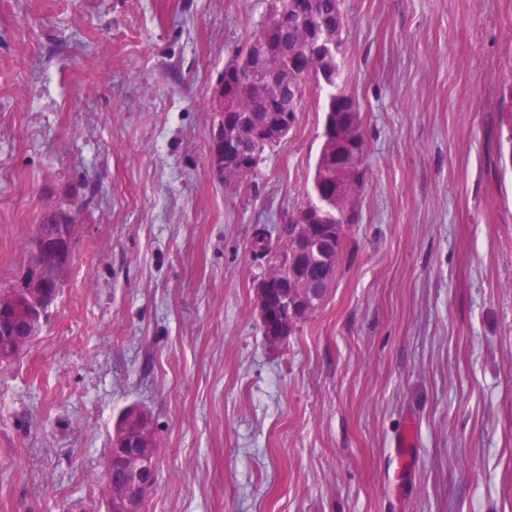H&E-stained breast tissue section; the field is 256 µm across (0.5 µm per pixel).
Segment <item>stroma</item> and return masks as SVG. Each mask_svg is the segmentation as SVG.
<instances>
[{"label":"stroma","mask_w":512,"mask_h":512,"mask_svg":"<svg viewBox=\"0 0 512 512\" xmlns=\"http://www.w3.org/2000/svg\"><path fill=\"white\" fill-rule=\"evenodd\" d=\"M268 8L0 0V288L44 209L80 211L40 336L0 367V512H104L132 405L146 512H512V0H344L361 221L276 343L251 241L305 199L323 99L248 186L209 166L211 88ZM497 151L502 166H506L507 162H510L512 166V98L510 104L507 105L506 112L501 113Z\"/></svg>","instance_id":"stroma-1"}]
</instances>
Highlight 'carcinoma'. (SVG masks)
<instances>
[{
  "mask_svg": "<svg viewBox=\"0 0 512 512\" xmlns=\"http://www.w3.org/2000/svg\"><path fill=\"white\" fill-rule=\"evenodd\" d=\"M265 21L233 57L235 71L222 70L227 94L219 122L235 151L224 158V180L240 187L253 177L266 147L262 132L291 131L305 92L327 90L322 144L311 190L283 224L255 229L253 251L266 259L263 278L284 284L286 296L274 316L298 328L325 301L329 289L317 290L316 273L328 270L334 282L347 230L359 223L358 196L366 170L353 163L364 153L365 139L356 102L342 89L341 63L346 53L343 0H276ZM272 76L250 90L240 83L254 71ZM499 162L512 163V103L501 113L497 141ZM288 243L291 255L278 264L274 248Z\"/></svg>",
  "mask_w": 512,
  "mask_h": 512,
  "instance_id": "obj_1",
  "label": "carcinoma"
}]
</instances>
